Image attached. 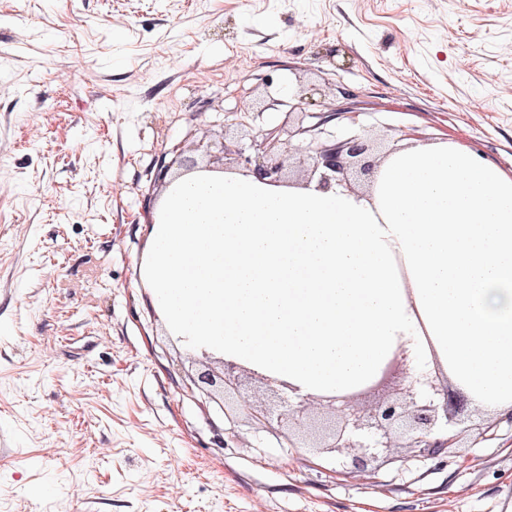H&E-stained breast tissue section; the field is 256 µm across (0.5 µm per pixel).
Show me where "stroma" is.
Wrapping results in <instances>:
<instances>
[{
    "mask_svg": "<svg viewBox=\"0 0 512 512\" xmlns=\"http://www.w3.org/2000/svg\"><path fill=\"white\" fill-rule=\"evenodd\" d=\"M330 102L324 143L446 138L511 171L512 0H0V512H512L510 416L360 473L323 447L333 403L282 386L299 417L257 424L250 370L225 406L181 394L220 356L140 277L157 159Z\"/></svg>",
    "mask_w": 512,
    "mask_h": 512,
    "instance_id": "stroma-1",
    "label": "stroma"
}]
</instances>
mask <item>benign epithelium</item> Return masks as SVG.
<instances>
[{"label":"benign epithelium","instance_id":"1","mask_svg":"<svg viewBox=\"0 0 512 512\" xmlns=\"http://www.w3.org/2000/svg\"><path fill=\"white\" fill-rule=\"evenodd\" d=\"M338 111L336 104H326L321 112L311 114L317 122L300 125L291 132V137L302 143L300 151L305 154L302 164L306 166L308 178H317V186L323 188L333 183L347 184L349 169L354 165L366 176L372 175L376 167V157L369 145L356 135L331 145L319 142L323 126ZM278 143L279 128L268 129L252 141L249 149L233 151L236 163L271 185L281 184L284 160L274 152ZM399 364L402 368L398 370L396 397L368 412L359 410L351 400L337 408L339 425L332 434L328 448L339 455L356 451L351 457V465L355 469L365 470L369 459L395 447L393 429L401 421L408 422L404 432L406 447L428 456L440 454L444 443L431 440V435L452 423L455 414L463 411V407L448 398L444 418H439L440 392L433 376L408 367L403 359L393 362L392 366ZM189 381L186 388L190 397L213 400L215 387L236 389L240 384V375L235 364L224 363L221 372L208 369L195 377L189 376Z\"/></svg>","mask_w":512,"mask_h":512}]
</instances>
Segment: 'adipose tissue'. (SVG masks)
Returning <instances> with one entry per match:
<instances>
[{"mask_svg":"<svg viewBox=\"0 0 512 512\" xmlns=\"http://www.w3.org/2000/svg\"><path fill=\"white\" fill-rule=\"evenodd\" d=\"M140 276L179 335L292 393L356 397L403 358L512 414V173L470 147L396 148L361 192L188 172Z\"/></svg>","mask_w":512,"mask_h":512,"instance_id":"adipose-tissue-1","label":"adipose tissue"}]
</instances>
